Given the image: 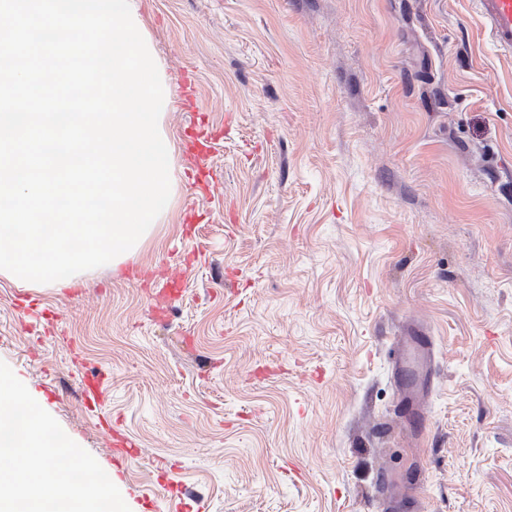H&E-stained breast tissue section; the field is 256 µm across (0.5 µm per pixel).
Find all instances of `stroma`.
Segmentation results:
<instances>
[{"instance_id":"obj_1","label":"stroma","mask_w":512,"mask_h":512,"mask_svg":"<svg viewBox=\"0 0 512 512\" xmlns=\"http://www.w3.org/2000/svg\"><path fill=\"white\" fill-rule=\"evenodd\" d=\"M134 3L166 220L121 272L0 277V361L132 512H383L384 469L512 512V55L472 0ZM398 336L433 343L416 427Z\"/></svg>"}]
</instances>
